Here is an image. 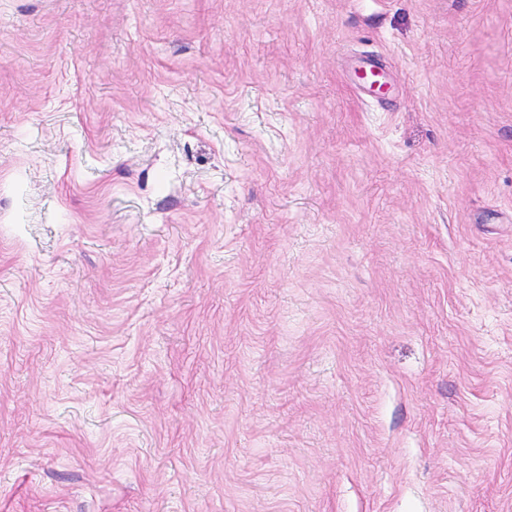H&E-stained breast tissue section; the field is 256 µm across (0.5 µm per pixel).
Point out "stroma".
I'll use <instances>...</instances> for the list:
<instances>
[{"label": "stroma", "mask_w": 512, "mask_h": 512, "mask_svg": "<svg viewBox=\"0 0 512 512\" xmlns=\"http://www.w3.org/2000/svg\"><path fill=\"white\" fill-rule=\"evenodd\" d=\"M0 512H512V0H0Z\"/></svg>", "instance_id": "obj_1"}]
</instances>
